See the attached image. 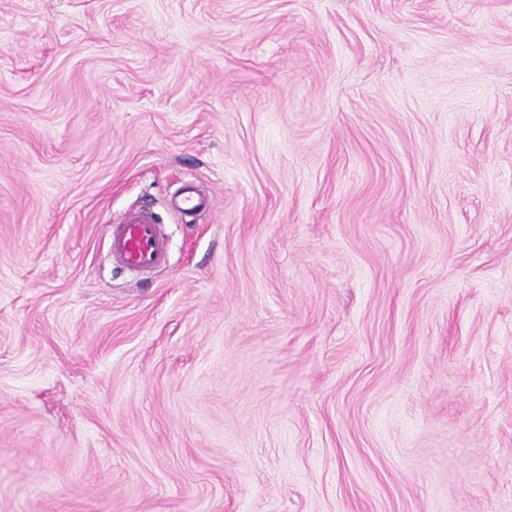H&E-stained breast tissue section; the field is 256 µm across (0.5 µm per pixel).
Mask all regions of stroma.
Here are the masks:
<instances>
[{"instance_id":"stroma-1","label":"stroma","mask_w":512,"mask_h":512,"mask_svg":"<svg viewBox=\"0 0 512 512\" xmlns=\"http://www.w3.org/2000/svg\"><path fill=\"white\" fill-rule=\"evenodd\" d=\"M0 512H512V0H0ZM111 225L112 256L121 267L131 272H141L167 261V238L152 212L127 211Z\"/></svg>"}]
</instances>
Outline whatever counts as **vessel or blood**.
<instances>
[{
	"label": "vessel or blood",
	"instance_id": "vessel-or-blood-1",
	"mask_svg": "<svg viewBox=\"0 0 512 512\" xmlns=\"http://www.w3.org/2000/svg\"><path fill=\"white\" fill-rule=\"evenodd\" d=\"M112 255L118 264L141 272L164 264L168 242L156 216L145 210H131L112 225Z\"/></svg>",
	"mask_w": 512,
	"mask_h": 512
}]
</instances>
